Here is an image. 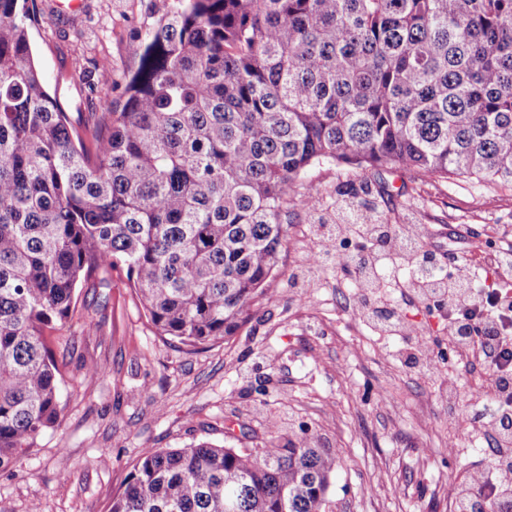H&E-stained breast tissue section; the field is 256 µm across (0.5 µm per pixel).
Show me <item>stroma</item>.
<instances>
[{
    "label": "stroma",
    "instance_id": "obj_1",
    "mask_svg": "<svg viewBox=\"0 0 512 512\" xmlns=\"http://www.w3.org/2000/svg\"><path fill=\"white\" fill-rule=\"evenodd\" d=\"M174 4L82 0L64 14L57 0H38L37 68L74 125L119 108L102 67L116 80L132 73L133 45ZM384 180L390 195L378 205L392 224L424 226V248L447 272L469 268L479 288L496 282L490 259L512 245L511 186L401 170ZM319 245L356 257L371 251L346 232L316 243L304 213L292 210L269 298L251 306L235 336L202 351L154 335L125 270L113 271L111 287L78 289L69 345L56 349L59 423L0 469V512H106L143 449L233 446L243 427L283 443L305 434L330 449V512H448L452 488L493 468L482 407L472 402L491 381L457 360L447 299L422 296L408 266L396 267L390 288L368 294L356 266L310 267ZM92 362L103 373L89 381Z\"/></svg>",
    "mask_w": 512,
    "mask_h": 512
}]
</instances>
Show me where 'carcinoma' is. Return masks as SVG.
Segmentation results:
<instances>
[{"mask_svg": "<svg viewBox=\"0 0 512 512\" xmlns=\"http://www.w3.org/2000/svg\"><path fill=\"white\" fill-rule=\"evenodd\" d=\"M39 18L0 0V467L59 421L47 332L78 289L124 267L156 333L203 348L267 295L313 165L512 185V0H178L84 128L42 84ZM356 220L381 248L423 234ZM335 471L307 437L146 448L108 512H327Z\"/></svg>", "mask_w": 512, "mask_h": 512, "instance_id": "obj_1", "label": "carcinoma"}]
</instances>
